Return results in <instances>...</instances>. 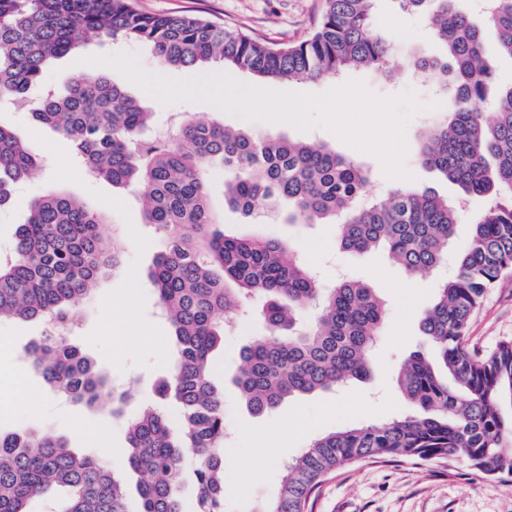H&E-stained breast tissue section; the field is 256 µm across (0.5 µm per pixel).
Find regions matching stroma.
Segmentation results:
<instances>
[{
	"label": "stroma",
	"instance_id": "35a3bbf8",
	"mask_svg": "<svg viewBox=\"0 0 512 512\" xmlns=\"http://www.w3.org/2000/svg\"><path fill=\"white\" fill-rule=\"evenodd\" d=\"M136 2L140 10L149 14H200L273 43L305 39L324 9V0ZM371 24L384 35L394 30L399 33L386 75L355 69L337 78L282 81L278 87L320 94L360 80L382 98L413 93L424 110L412 118L407 128L404 166L413 175L410 185L456 199V186L422 166L416 154L424 129L444 118L443 105L448 96L433 91L407 65L418 53L446 57L447 47L435 36L425 16L402 11L397 0H377ZM119 50L139 53L143 66L155 73L171 77L194 74L190 68L160 65L152 52L140 44L127 40L104 44L91 39L78 52L54 60L45 72L44 84L64 89L71 78L85 72L82 58ZM127 92L155 114L146 137L165 138L175 117L221 121L258 137L326 144L369 172L379 198H387L398 186L397 180L386 177L378 157L352 148L327 129L302 132L286 124L247 122L204 103L164 107L135 86H128ZM0 124L13 129L42 163L39 173L14 192L11 203L0 207V250L11 243L31 203L47 192L63 191L105 212L103 231L121 234L124 261L110 279L94 285L82 309V324L68 334L67 341L93 358L114 383L134 385L133 407L150 403L155 380L173 366L174 344L168 326L157 313L156 293L147 277L161 244L144 222L137 193L92 178L71 142L49 126L36 123L30 111L1 108ZM224 179L220 171L212 177L211 206L226 227L241 235L287 240L319 271L324 284H332L337 274H344L374 288L385 308L370 382L305 395L260 416L245 409L232 379L240 364L241 348L266 332L261 302H254L241 312L236 326L225 333L224 348L214 359V378L224 388V415L229 428L224 446V508L226 512H258L276 499L284 462L300 456L311 440L343 428L382 423L407 412V405L395 391L396 375L410 352L427 347L419 320L434 304L444 273H407L381 251L344 252L338 247L337 228L332 224H288L268 214L244 218L225 206ZM44 334L43 324L35 320L0 321V430L48 431L65 439L70 447L99 456L124 477L127 506L130 512H138L139 477L127 465L125 419L113 416L111 402H103L97 411L90 412L44 386L23 358L24 347ZM468 336L472 346L484 350L512 340V273L502 276L488 290L470 322ZM306 512H512V476H487L457 460L419 464L363 461L327 476L311 495Z\"/></svg>",
	"mask_w": 512,
	"mask_h": 512
}]
</instances>
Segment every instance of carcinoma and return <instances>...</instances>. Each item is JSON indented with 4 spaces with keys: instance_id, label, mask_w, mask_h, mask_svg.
Listing matches in <instances>:
<instances>
[{
    "instance_id": "carcinoma-1",
    "label": "carcinoma",
    "mask_w": 512,
    "mask_h": 512,
    "mask_svg": "<svg viewBox=\"0 0 512 512\" xmlns=\"http://www.w3.org/2000/svg\"><path fill=\"white\" fill-rule=\"evenodd\" d=\"M377 0H326L314 33L293 44L260 41L198 16L151 15L136 0H0V107L23 102L36 121L75 146L87 172L139 191L145 223L164 248L150 272L177 358L155 386V400L127 420L128 463L141 475L138 512H186L180 489L190 480L196 512H224V390L212 381L211 354L252 301L264 300L266 334L240 351L234 378L254 415L285 400L370 378L384 324L374 289L342 278L321 288L313 270L277 238L224 233L211 209L210 174L224 171V204L245 217L281 210L290 224H334L343 251L384 250L413 274L452 265L433 307L420 320L434 358L405 359L397 390L410 405L385 423L349 427L313 439L284 466L277 499L261 512H305L323 477L360 461H462L487 475H512V341L482 351L468 342L470 320L486 292L512 269V85L494 82L483 31L458 0H398L423 14L448 46L447 60H409L448 93L450 120L429 128L421 163L481 197L485 210L468 245L450 248L457 203L402 188L385 202L367 199V172L329 146L259 138L201 120L181 122L169 138L143 136L152 113L112 74L74 77L65 92L38 88L51 61L88 38L151 46L165 67L210 63L264 81L336 78L356 68L383 73L393 45L375 33ZM485 12L500 49L512 57V0ZM491 102L493 118L481 106ZM38 159L0 125V206L36 173ZM104 216L53 191L30 205L0 261V320L81 322L85 296L118 267L122 244L100 231ZM315 310L304 326L305 310ZM25 355L50 390L88 409L112 401L122 414L131 392L113 385L64 335L29 344ZM178 410L172 425L167 407ZM63 493L57 512H128L122 478L90 453L48 433L0 432V512H29L28 502Z\"/></svg>"
}]
</instances>
